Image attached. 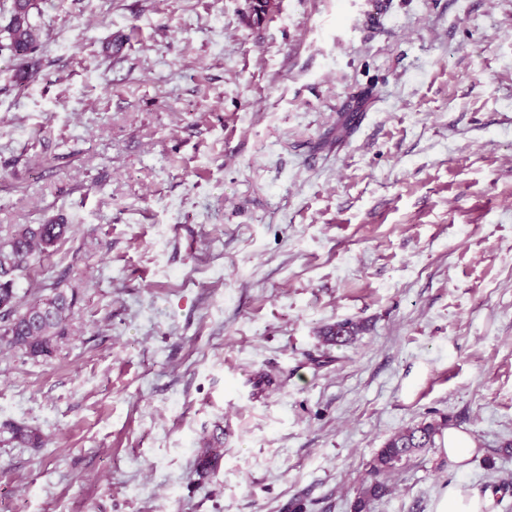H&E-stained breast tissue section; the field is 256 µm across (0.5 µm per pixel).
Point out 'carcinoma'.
Masks as SVG:
<instances>
[{"label":"carcinoma","instance_id":"cac0c4a2","mask_svg":"<svg viewBox=\"0 0 512 512\" xmlns=\"http://www.w3.org/2000/svg\"><path fill=\"white\" fill-rule=\"evenodd\" d=\"M36 0H12L10 19L0 35V54L8 53L19 61L14 74L18 81L33 76L28 59L41 44V28L32 21ZM71 225L62 222L47 224H22L10 239L0 242V349L12 350L32 358H49L58 343L67 335L68 315L75 296L53 285V294L20 307L15 291L16 274L28 268L32 258L48 256L67 238ZM361 326L352 321H340L326 328L324 341L330 345L350 344ZM3 431L10 434L8 441L39 448L41 436L23 426L7 425ZM442 425L421 422L392 435L374 458L372 471L385 475L394 471L402 462L420 452L436 447V437ZM223 442L219 438L203 442L200 448L202 472L211 470L222 457ZM388 492L386 483L377 481L358 493L354 512H365L367 503Z\"/></svg>","mask_w":512,"mask_h":512}]
</instances>
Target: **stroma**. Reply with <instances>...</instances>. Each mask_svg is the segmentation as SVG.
<instances>
[{
    "label": "stroma",
    "mask_w": 512,
    "mask_h": 512,
    "mask_svg": "<svg viewBox=\"0 0 512 512\" xmlns=\"http://www.w3.org/2000/svg\"><path fill=\"white\" fill-rule=\"evenodd\" d=\"M39 8L36 78L0 60V241L64 218L16 288L75 304L52 357L0 351V427L43 440L0 441V512H354L432 420L473 456L368 512H512V0ZM361 326L352 321H340L326 328L324 341L330 345L344 346L350 344L358 335ZM437 422H421L392 435L374 458L372 471L385 475L394 471L403 461L429 448L436 447V437L442 433ZM493 491H486L484 496L478 493L463 492L459 487H448L437 498L434 512H482L481 506L492 502Z\"/></svg>",
    "instance_id": "35a3bbf8"
}]
</instances>
